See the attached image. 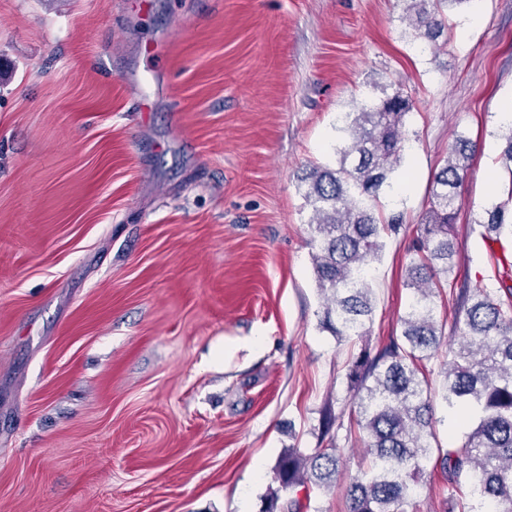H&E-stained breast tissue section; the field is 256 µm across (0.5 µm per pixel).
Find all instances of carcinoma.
Listing matches in <instances>:
<instances>
[{
  "label": "carcinoma",
  "instance_id": "obj_1",
  "mask_svg": "<svg viewBox=\"0 0 512 512\" xmlns=\"http://www.w3.org/2000/svg\"><path fill=\"white\" fill-rule=\"evenodd\" d=\"M406 2L412 30L435 44L446 28L448 5L466 0ZM413 107L398 88L378 106L347 114L337 167L314 166L301 178L313 211L308 224L313 270L324 296L320 326L339 341H360L372 330L369 267L380 257L384 238L401 228L396 218L383 222L376 216V200L401 161L405 117ZM471 157L468 141L458 137L434 176L429 210L407 250L411 299L400 318L402 334L389 337L374 354L362 347L347 361L348 388L357 398L355 425L369 456L367 469L345 484L349 512H405L434 453L451 493L459 494L458 512H512V291L504 301L490 288L451 290L450 336L435 313L436 299L448 285L454 257L450 227ZM510 215L512 191L487 211L482 236L512 238ZM434 358L444 368L435 391L419 377L420 363ZM438 401L456 411L467 431L435 450ZM336 421L332 408L325 407L326 447L310 454L294 446L283 450L263 512H304L312 492L336 486L342 477L341 452L331 433Z\"/></svg>",
  "mask_w": 512,
  "mask_h": 512
}]
</instances>
